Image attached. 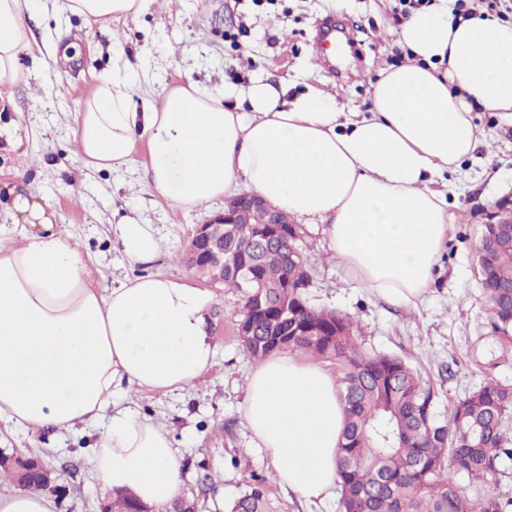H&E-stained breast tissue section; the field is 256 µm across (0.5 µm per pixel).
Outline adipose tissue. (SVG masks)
Listing matches in <instances>:
<instances>
[{
	"label": "adipose tissue",
	"instance_id": "obj_1",
	"mask_svg": "<svg viewBox=\"0 0 512 512\" xmlns=\"http://www.w3.org/2000/svg\"><path fill=\"white\" fill-rule=\"evenodd\" d=\"M145 0H0V85L34 57L29 22L54 12L87 22L135 14ZM434 0L394 29L405 63L384 70L369 107L346 112L315 90L262 81L215 92L188 82L160 102H132V64L102 75L75 117L84 166L114 171L146 142L140 178L178 208L246 186L289 216L326 227L327 250L379 300L417 308L433 281L452 217L433 183L481 146L473 110L512 122V23L455 17ZM116 249L132 264L162 249L158 228L123 216ZM94 262L62 231L0 237V420L36 431L92 428L89 464L107 489L163 505L182 462L165 425L112 404L116 390L183 391L215 364L208 294L142 275L101 293ZM244 416L274 480L323 501L337 487L344 408L318 364L274 355L252 370Z\"/></svg>",
	"mask_w": 512,
	"mask_h": 512
}]
</instances>
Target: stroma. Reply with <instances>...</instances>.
<instances>
[{"mask_svg": "<svg viewBox=\"0 0 512 512\" xmlns=\"http://www.w3.org/2000/svg\"><path fill=\"white\" fill-rule=\"evenodd\" d=\"M397 5L398 0H150L137 15L113 21L107 32L74 16L51 15L33 27L38 61L23 60V78L0 98V234L19 232L9 189L30 185L44 196L56 229L73 234L99 258L101 291L155 274L187 278L210 296L205 319L217 349L215 365L182 392L113 397L170 427L183 459L178 498L195 512H231L257 484L267 512H339V499L308 503L273 480V464L253 444L242 411L255 362L236 335L241 297L206 281L181 259L195 226L222 212L225 200L181 209L154 198L137 172L149 159L143 143L135 167L87 170L74 153L72 116L95 91L99 75L111 69L116 39L146 67L133 91L137 101L190 80L206 88L262 80L287 84L294 92L311 87L328 92L347 110L367 108L371 83L404 55L390 35L403 21ZM326 22L352 44L327 63L319 46ZM72 42L79 44L80 56L61 59L60 51ZM474 116L488 146L448 177V210L455 222L417 309L378 301L348 281L326 249L322 225L305 227L310 304L351 316L365 351L394 355L413 367L433 387L434 411L442 421L453 402L488 380L512 384V353L497 363L490 355L483 329L486 303L475 274L484 215L512 191V125L494 112L478 109ZM131 212L156 225L163 238L152 264H129L112 245V224ZM94 439L88 429L60 437L0 423V454L40 458L59 474L49 492L57 512H100L101 503L112 498L87 463Z\"/></svg>", "mask_w": 512, "mask_h": 512, "instance_id": "obj_1", "label": "stroma"}]
</instances>
